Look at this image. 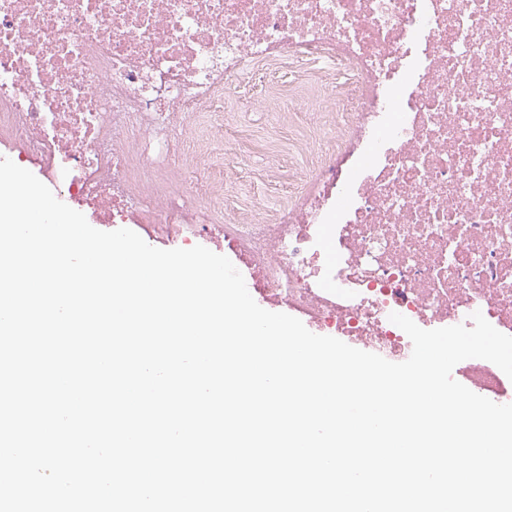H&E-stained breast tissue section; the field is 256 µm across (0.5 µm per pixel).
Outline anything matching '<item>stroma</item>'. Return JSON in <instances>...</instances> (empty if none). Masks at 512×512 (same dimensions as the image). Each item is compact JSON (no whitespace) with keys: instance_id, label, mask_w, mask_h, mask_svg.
<instances>
[{"instance_id":"obj_1","label":"stroma","mask_w":512,"mask_h":512,"mask_svg":"<svg viewBox=\"0 0 512 512\" xmlns=\"http://www.w3.org/2000/svg\"><path fill=\"white\" fill-rule=\"evenodd\" d=\"M251 101L252 111L241 109ZM321 105L299 96L284 64L257 63L248 67L242 83L224 96V109L205 115L208 123L224 126V211L270 212L284 206L298 171L311 167L314 154L303 142H334L337 131L319 126Z\"/></svg>"}]
</instances>
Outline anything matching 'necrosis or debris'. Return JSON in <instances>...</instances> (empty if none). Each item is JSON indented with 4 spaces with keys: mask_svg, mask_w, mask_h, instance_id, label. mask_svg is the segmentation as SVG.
<instances>
[{
    "mask_svg": "<svg viewBox=\"0 0 512 512\" xmlns=\"http://www.w3.org/2000/svg\"><path fill=\"white\" fill-rule=\"evenodd\" d=\"M249 62L293 65L343 125L288 207L227 219L194 118ZM0 139L102 223L223 225L251 294L394 362V312L512 335V0H0ZM460 374L512 403L501 370Z\"/></svg>",
    "mask_w": 512,
    "mask_h": 512,
    "instance_id": "necrosis-or-debris-1",
    "label": "necrosis or debris"
}]
</instances>
